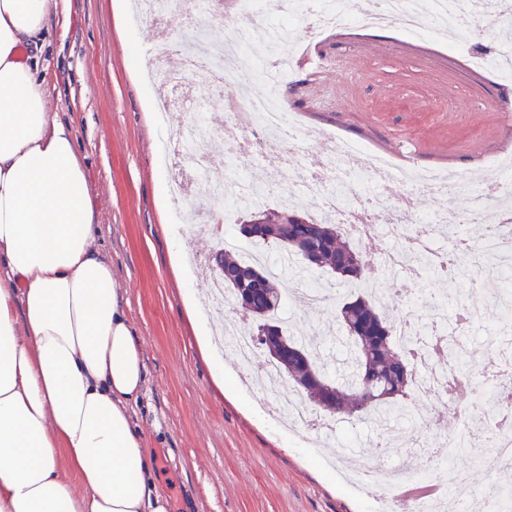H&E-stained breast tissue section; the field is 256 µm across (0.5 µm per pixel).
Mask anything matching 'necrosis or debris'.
I'll return each mask as SVG.
<instances>
[{
    "instance_id": "obj_1",
    "label": "necrosis or debris",
    "mask_w": 512,
    "mask_h": 512,
    "mask_svg": "<svg viewBox=\"0 0 512 512\" xmlns=\"http://www.w3.org/2000/svg\"><path fill=\"white\" fill-rule=\"evenodd\" d=\"M350 9L348 0H240L233 15L234 38L212 45L192 65V73L206 71L216 76L196 101L203 108L223 110L220 133L226 157L241 160L284 143L289 146L287 152L280 154L267 182L233 179L235 202L227 206V213L265 201L269 185L288 180L287 189L279 195L280 203L314 198L321 216L341 224L355 242H362L370 234L384 243V261L402 282L400 288L384 296V303L401 300L411 286L420 284L428 275L454 268L455 255L460 252L477 262L490 261L500 267L511 288L493 292L491 310L498 318L511 315L512 149L503 148L489 161L484 173L470 176L427 170L399 173L363 145L338 142L322 156L321 171L310 173L301 161L302 131L281 104L280 89L297 66L293 41L282 26H262L258 20L270 14L304 18L312 40L353 25H394L413 39H430L452 29L465 41L487 14L493 15L498 27L512 29V10H497L493 0H364L358 14H351ZM258 39L268 46L266 60L261 64L245 53L246 47ZM254 79L267 85L266 93L256 94L249 89L248 84ZM226 83L243 86L239 100H223L219 89ZM286 170L291 173L287 179L282 176ZM467 185L472 191L459 211L439 212L427 219L416 212L415 194L454 197ZM451 223L488 224L493 232L476 244L458 232L443 234V227ZM215 298L226 314L225 347L241 362L255 360L257 349L234 309L232 297L223 291ZM442 339V334H435L426 339L424 349L413 354L415 394L423 403L418 420L435 434L427 453L438 473L429 482L431 495L413 501L408 512H435L441 501L447 503L449 512H460L473 496L466 472L446 464L455 448L465 446L480 451L483 464L495 471L512 465V335L504 333L497 340L496 371L479 373L489 391L488 398L465 413L454 409L448 387L449 379L458 375L454 360L436 356V345ZM353 478L370 485L375 500L384 504L389 503L390 493L408 482L406 469L395 464L359 468Z\"/></svg>"
}]
</instances>
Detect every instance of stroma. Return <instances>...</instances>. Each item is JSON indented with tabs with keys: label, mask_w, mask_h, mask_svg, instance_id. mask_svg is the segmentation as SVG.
<instances>
[{
	"label": "stroma",
	"mask_w": 512,
	"mask_h": 512,
	"mask_svg": "<svg viewBox=\"0 0 512 512\" xmlns=\"http://www.w3.org/2000/svg\"><path fill=\"white\" fill-rule=\"evenodd\" d=\"M304 26L296 22V41L306 42ZM158 35L135 9L116 16L111 0H61L41 38L40 73L50 110L75 137L96 209L95 241L124 290L145 370L134 418L160 465L168 512H375L370 492L332 463L338 448L384 463L372 427L344 420L322 437L281 426L262 393L242 384L228 350L231 385L213 383L197 342L211 326L190 323L185 298L205 299L203 267L217 246L181 233V206L167 197L176 170L166 134L188 114L179 103L157 107L171 94L149 72ZM306 44L281 95L306 135L309 163L331 134L399 169L479 173L512 135V120L497 107L512 103V80L469 66L442 44L391 27H352ZM494 273L487 264L470 283L441 276L425 284L449 309L469 311L462 340L477 367L494 353L495 323L476 283ZM286 308L292 333L322 344L326 371L335 373L345 349L327 333L333 313L311 309L295 292Z\"/></svg>",
	"instance_id": "35a3bbf8"
}]
</instances>
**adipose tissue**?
<instances>
[{
    "label": "adipose tissue",
    "instance_id": "obj_1",
    "mask_svg": "<svg viewBox=\"0 0 512 512\" xmlns=\"http://www.w3.org/2000/svg\"><path fill=\"white\" fill-rule=\"evenodd\" d=\"M58 9L0 0V512H166L143 357L32 53Z\"/></svg>",
    "mask_w": 512,
    "mask_h": 512
}]
</instances>
